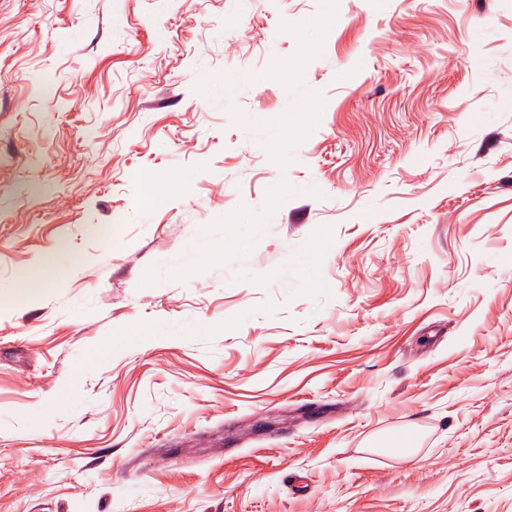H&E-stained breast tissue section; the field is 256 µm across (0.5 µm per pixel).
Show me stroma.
<instances>
[{"instance_id":"stroma-1","label":"stroma","mask_w":512,"mask_h":512,"mask_svg":"<svg viewBox=\"0 0 512 512\" xmlns=\"http://www.w3.org/2000/svg\"><path fill=\"white\" fill-rule=\"evenodd\" d=\"M0 512H512V0H0Z\"/></svg>"}]
</instances>
